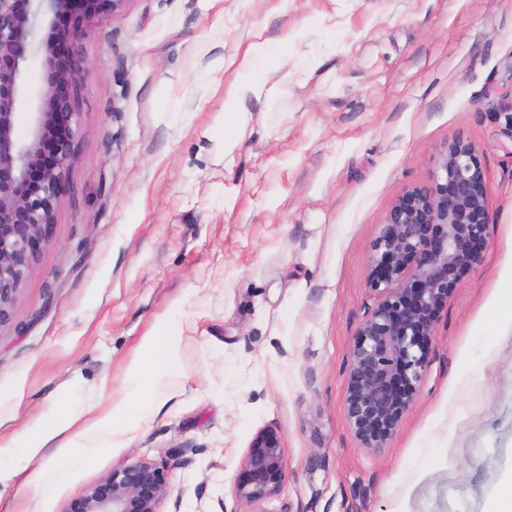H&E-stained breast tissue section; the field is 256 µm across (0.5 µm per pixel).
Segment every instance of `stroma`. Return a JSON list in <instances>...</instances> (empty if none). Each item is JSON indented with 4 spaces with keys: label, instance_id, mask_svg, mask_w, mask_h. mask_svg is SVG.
<instances>
[{
    "label": "stroma",
    "instance_id": "35a3bbf8",
    "mask_svg": "<svg viewBox=\"0 0 512 512\" xmlns=\"http://www.w3.org/2000/svg\"><path fill=\"white\" fill-rule=\"evenodd\" d=\"M129 0L90 18L76 162L54 241L0 327V436L61 409L116 403L156 323L183 322L180 384L161 412L101 448L52 497L37 462L0 450V512H65L114 469L169 468L160 512H240L253 435L288 459L262 512H487L512 474V335L484 313L512 275V0ZM280 59L274 97L224 202V74L256 38ZM322 56L302 73L306 55ZM26 136L44 56L25 63ZM486 173L480 262L441 311L415 400L381 448L345 410L357 332L380 301L371 246L393 202L430 185L448 144Z\"/></svg>",
    "mask_w": 512,
    "mask_h": 512
}]
</instances>
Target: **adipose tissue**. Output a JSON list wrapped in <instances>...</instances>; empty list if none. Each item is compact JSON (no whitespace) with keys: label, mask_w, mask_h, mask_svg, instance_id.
Segmentation results:
<instances>
[{"label":"adipose tissue","mask_w":512,"mask_h":512,"mask_svg":"<svg viewBox=\"0 0 512 512\" xmlns=\"http://www.w3.org/2000/svg\"><path fill=\"white\" fill-rule=\"evenodd\" d=\"M268 41L251 43L242 55L222 57L214 62L216 70H233L234 78L224 90L225 202H232L235 152L246 130L248 101L267 92V80L259 72V62L268 57ZM179 326L173 321L159 323L142 340L136 358L126 370L127 390L110 410L90 406L65 410L55 420L38 426L34 432L20 435L22 451L29 459L47 457L31 477L34 496L52 497L59 485L88 454L108 443L123 440L142 422L156 416L170 398L169 384L179 376L176 350ZM52 456H45V449Z\"/></svg>","instance_id":"1"}]
</instances>
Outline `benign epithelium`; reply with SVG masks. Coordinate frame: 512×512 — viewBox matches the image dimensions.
Here are the masks:
<instances>
[{
    "label": "benign epithelium",
    "instance_id": "benign-epithelium-1",
    "mask_svg": "<svg viewBox=\"0 0 512 512\" xmlns=\"http://www.w3.org/2000/svg\"><path fill=\"white\" fill-rule=\"evenodd\" d=\"M129 0H0V327L12 322L22 285L53 240L77 154L86 61L73 49L87 18L121 12ZM67 18L62 31L56 22ZM45 74L30 135L15 133L23 67L37 23ZM489 206L472 145L448 144L427 187L400 196L371 249L370 286L381 301L361 325L351 354L345 410L366 448H381L417 393L427 347L455 288L480 261ZM288 463L280 432L255 434L234 483L237 500L260 504L281 491ZM169 471L146 460L115 469L65 512H160Z\"/></svg>",
    "mask_w": 512,
    "mask_h": 512
}]
</instances>
